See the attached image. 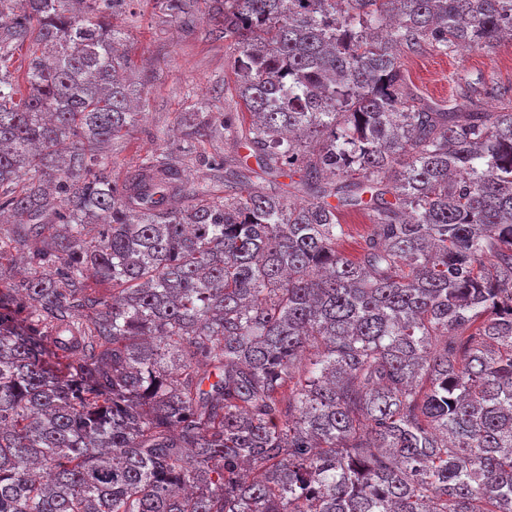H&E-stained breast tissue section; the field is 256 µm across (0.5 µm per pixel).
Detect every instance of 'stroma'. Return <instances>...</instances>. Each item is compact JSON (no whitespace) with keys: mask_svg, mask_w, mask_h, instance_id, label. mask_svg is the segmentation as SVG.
<instances>
[{"mask_svg":"<svg viewBox=\"0 0 512 512\" xmlns=\"http://www.w3.org/2000/svg\"><path fill=\"white\" fill-rule=\"evenodd\" d=\"M114 22L124 31L137 67L150 84L143 120L109 148L113 178L123 177L145 150L172 148L182 113L198 102H209L217 117L235 116L249 124V113L236 92L234 54L227 41L212 35L211 22L198 16L192 28H185L160 12L154 0H130ZM402 64L415 101L443 110L457 105V80L466 74L512 88V41L447 54H406Z\"/></svg>","mask_w":512,"mask_h":512,"instance_id":"35a3bbf8","label":"stroma"}]
</instances>
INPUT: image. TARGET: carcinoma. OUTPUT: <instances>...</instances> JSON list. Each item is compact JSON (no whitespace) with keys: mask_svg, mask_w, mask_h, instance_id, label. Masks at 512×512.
I'll return each instance as SVG.
<instances>
[{"mask_svg":"<svg viewBox=\"0 0 512 512\" xmlns=\"http://www.w3.org/2000/svg\"><path fill=\"white\" fill-rule=\"evenodd\" d=\"M203 2L257 164L225 196L182 180L207 102L112 179L127 0H0V512H512V96L416 106L398 54L512 40V0ZM343 224L347 225V237L340 249L350 258L358 256V242L371 230V220L366 211H351L342 217Z\"/></svg>","mask_w":512,"mask_h":512,"instance_id":"obj_1","label":"carcinoma"}]
</instances>
